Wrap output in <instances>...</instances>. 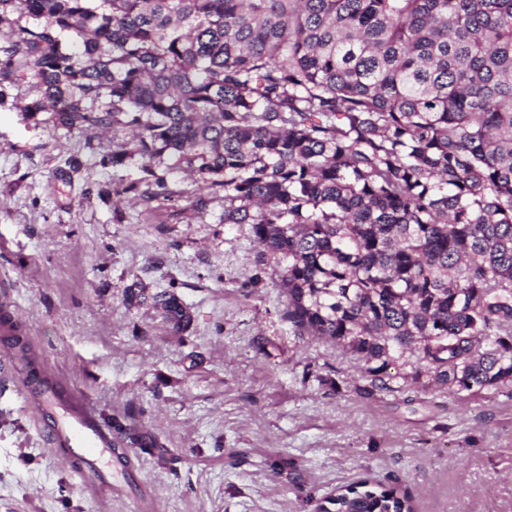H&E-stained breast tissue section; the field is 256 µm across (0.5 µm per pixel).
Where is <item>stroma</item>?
<instances>
[{"mask_svg": "<svg viewBox=\"0 0 512 512\" xmlns=\"http://www.w3.org/2000/svg\"><path fill=\"white\" fill-rule=\"evenodd\" d=\"M40 96L26 79L0 104V298L30 353L146 444L124 493L89 491L27 405L22 365L0 358V512H316L363 480L414 512H512L511 396L411 380L364 397L361 361L295 335L223 197L195 208L196 177L171 158L106 163L129 132L28 120ZM134 286L175 293L188 328L129 304Z\"/></svg>", "mask_w": 512, "mask_h": 512, "instance_id": "obj_1", "label": "stroma"}]
</instances>
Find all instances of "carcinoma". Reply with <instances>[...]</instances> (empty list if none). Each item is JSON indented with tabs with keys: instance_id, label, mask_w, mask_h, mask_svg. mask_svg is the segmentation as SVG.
<instances>
[{
	"instance_id": "1",
	"label": "carcinoma",
	"mask_w": 512,
	"mask_h": 512,
	"mask_svg": "<svg viewBox=\"0 0 512 512\" xmlns=\"http://www.w3.org/2000/svg\"><path fill=\"white\" fill-rule=\"evenodd\" d=\"M0 96L33 121L135 131L248 224L300 336L364 362L362 394L428 378L512 394V0H0ZM178 333L180 299L130 288ZM334 512H413L359 483Z\"/></svg>"
}]
</instances>
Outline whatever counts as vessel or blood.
<instances>
[{
  "label": "vessel or blood",
  "mask_w": 512,
  "mask_h": 512,
  "mask_svg": "<svg viewBox=\"0 0 512 512\" xmlns=\"http://www.w3.org/2000/svg\"><path fill=\"white\" fill-rule=\"evenodd\" d=\"M24 391L48 429L54 452L73 463L85 486L110 494L123 474L112 448V433L100 423L86 396L60 379L49 378L40 358L24 361Z\"/></svg>",
  "instance_id": "obj_1"
}]
</instances>
